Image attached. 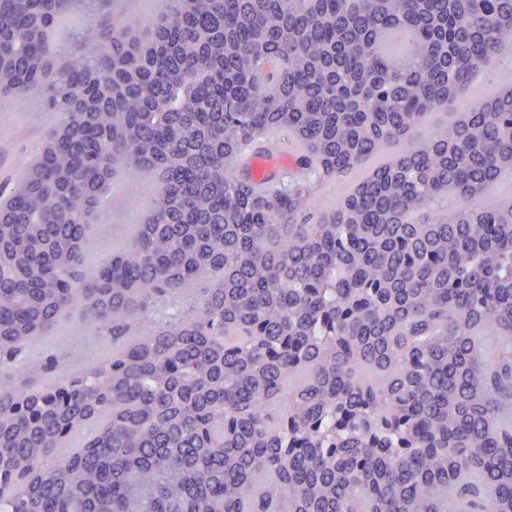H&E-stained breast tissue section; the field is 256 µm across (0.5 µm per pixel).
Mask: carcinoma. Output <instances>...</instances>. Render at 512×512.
<instances>
[{
  "label": "carcinoma",
  "instance_id": "obj_1",
  "mask_svg": "<svg viewBox=\"0 0 512 512\" xmlns=\"http://www.w3.org/2000/svg\"><path fill=\"white\" fill-rule=\"evenodd\" d=\"M147 24L0 0V98L58 116L0 186V512H512V194L484 199L512 88L396 149L512 42V0H159ZM280 130L303 176L261 189L236 164ZM120 169L150 213L93 256ZM72 311L135 336L17 383ZM384 160V156H377L374 159L368 161L366 164L362 165L360 168L354 169L348 174H345L333 181L327 182L324 184L320 190L319 193L323 196H326L330 199H337L340 196L347 193L349 190H351L363 177H365L374 167L382 163ZM346 184V190L342 193L339 190V187ZM335 185L336 186V195L334 196H327L326 194H329L331 191V187Z\"/></svg>",
  "mask_w": 512,
  "mask_h": 512
}]
</instances>
